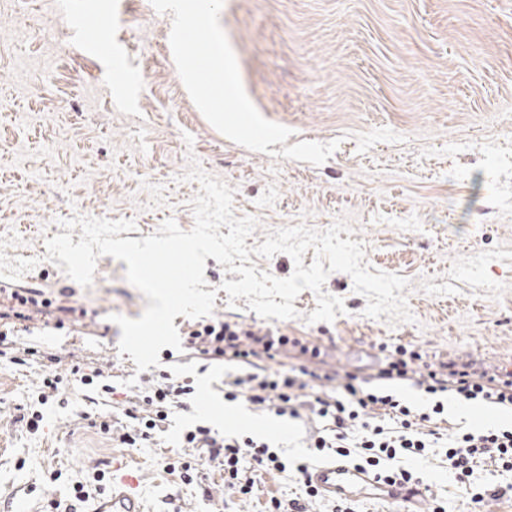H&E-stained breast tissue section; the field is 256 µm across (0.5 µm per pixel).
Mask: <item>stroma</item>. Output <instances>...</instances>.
<instances>
[{
    "instance_id": "obj_1",
    "label": "stroma",
    "mask_w": 512,
    "mask_h": 512,
    "mask_svg": "<svg viewBox=\"0 0 512 512\" xmlns=\"http://www.w3.org/2000/svg\"><path fill=\"white\" fill-rule=\"evenodd\" d=\"M189 12L195 46L208 55L195 77L168 40ZM217 75L220 119L203 95ZM193 158L234 188V217L257 219L246 246L345 217L365 264L408 279L410 322L364 316L365 297L341 272L323 287L345 302L334 321L308 323L317 303L309 290L294 302L297 317L269 318L335 344L337 372L370 367L382 345L512 365V0H0V284L72 287L97 313L31 336L60 356L55 371L69 379L67 406L43 405L37 433L14 418L37 403L44 366L0 367V512L20 497L30 512H47L116 459L137 471L149 512H169L170 495L179 512H262L270 494H302L290 471L257 476L252 496L240 498L206 460L198 485L168 468L180 429L201 417L260 431L289 459L306 455L308 425L225 406L222 369L201 374L183 361L200 399L141 447H121L79 418L90 406L70 374L75 361L110 370L116 392L95 409L122 421L140 375L119 354L111 317L139 318L148 300L109 256L98 258L91 286H75L45 241L76 216L133 220L136 240L168 219L192 229L199 185L183 175ZM478 255L483 289L457 275ZM205 264L214 316L255 319L246 298L232 304L221 290L222 265ZM417 468L428 512H469L442 456Z\"/></svg>"
}]
</instances>
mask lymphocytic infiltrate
Instances as JSON below:
<instances>
[{"instance_id":"lymphocytic-infiltrate-1","label":"lymphocytic infiltrate","mask_w":512,"mask_h":512,"mask_svg":"<svg viewBox=\"0 0 512 512\" xmlns=\"http://www.w3.org/2000/svg\"><path fill=\"white\" fill-rule=\"evenodd\" d=\"M87 315L72 292H60L54 300L39 288L1 286L0 363L22 366L37 355V347L26 340L31 322L60 330ZM184 348L199 361L200 371L227 367L226 402L245 401L276 417L310 423L316 452L378 470L388 480L417 481L415 471L388 468V461L399 456L421 460L439 447L464 486L477 465L512 469V425L458 431L447 438L439 428L452 399L512 410V368L466 355L433 362L419 349L399 346L387 351L372 372L341 378L328 368L321 345L231 315L190 326ZM403 385L426 396L427 405L402 399L398 389ZM195 395L191 377L168 370L143 376L124 410L121 444L135 448L164 433L172 411L187 408ZM182 440L217 467L225 488L240 497L252 495L262 471L291 468L299 481L307 479L308 461L289 463L283 452L252 436H233L199 423L186 429Z\"/></svg>"}]
</instances>
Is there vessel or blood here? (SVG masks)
<instances>
[{
	"mask_svg": "<svg viewBox=\"0 0 512 512\" xmlns=\"http://www.w3.org/2000/svg\"><path fill=\"white\" fill-rule=\"evenodd\" d=\"M110 490L88 503L84 512H148L137 491L138 480L133 473L113 464ZM310 485L328 498L366 499L379 502H404L405 512H425L428 486L420 483H391L380 479L367 468L352 465L341 459H331L314 467Z\"/></svg>",
	"mask_w": 512,
	"mask_h": 512,
	"instance_id": "obj_1",
	"label": "vessel or blood"
}]
</instances>
